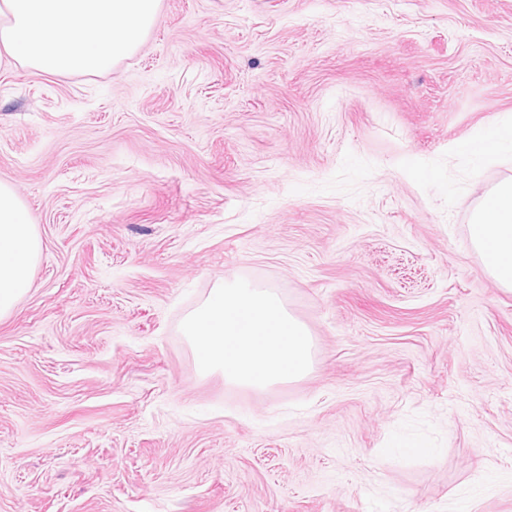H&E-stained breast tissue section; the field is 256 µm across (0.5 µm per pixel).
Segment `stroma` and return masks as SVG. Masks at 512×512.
<instances>
[{
	"label": "stroma",
	"instance_id": "stroma-1",
	"mask_svg": "<svg viewBox=\"0 0 512 512\" xmlns=\"http://www.w3.org/2000/svg\"><path fill=\"white\" fill-rule=\"evenodd\" d=\"M512 0H162L112 71L0 68L41 240L0 319V512H512V291L469 226L512 181ZM313 365L201 372L213 288Z\"/></svg>",
	"mask_w": 512,
	"mask_h": 512
}]
</instances>
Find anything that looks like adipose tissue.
<instances>
[{
  "label": "adipose tissue",
  "instance_id": "ef3b65f1",
  "mask_svg": "<svg viewBox=\"0 0 512 512\" xmlns=\"http://www.w3.org/2000/svg\"><path fill=\"white\" fill-rule=\"evenodd\" d=\"M491 276L512 288V182L502 184L469 226ZM41 244L27 206L10 183L0 181V318L27 293Z\"/></svg>",
  "mask_w": 512,
  "mask_h": 512
}]
</instances>
